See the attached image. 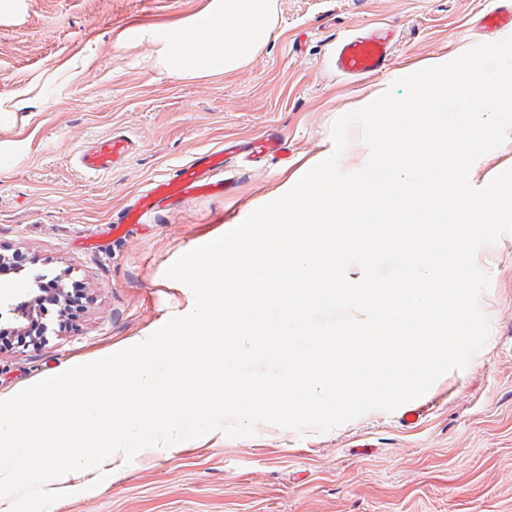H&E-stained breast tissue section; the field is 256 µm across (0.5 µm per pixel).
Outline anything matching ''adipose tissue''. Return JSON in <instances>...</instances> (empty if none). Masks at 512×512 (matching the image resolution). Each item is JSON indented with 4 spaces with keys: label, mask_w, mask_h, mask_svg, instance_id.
<instances>
[{
    "label": "adipose tissue",
    "mask_w": 512,
    "mask_h": 512,
    "mask_svg": "<svg viewBox=\"0 0 512 512\" xmlns=\"http://www.w3.org/2000/svg\"><path fill=\"white\" fill-rule=\"evenodd\" d=\"M276 0H206L173 23L135 25L119 42L149 43L155 64L175 80L227 74L247 65L268 43Z\"/></svg>",
    "instance_id": "obj_1"
}]
</instances>
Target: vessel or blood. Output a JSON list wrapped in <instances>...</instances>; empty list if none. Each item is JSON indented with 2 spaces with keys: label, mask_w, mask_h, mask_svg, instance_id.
<instances>
[{
  "label": "vessel or blood",
  "mask_w": 512,
  "mask_h": 512,
  "mask_svg": "<svg viewBox=\"0 0 512 512\" xmlns=\"http://www.w3.org/2000/svg\"><path fill=\"white\" fill-rule=\"evenodd\" d=\"M389 55L388 38L365 35L341 41L335 49L334 59L344 74L364 76L382 71ZM129 151L130 141L126 136L102 135L90 147L78 152L77 165L85 172L109 171L121 163ZM223 170V151H213L207 155L205 163L187 164L175 176L154 182L151 189L129 207L124 218L131 221L152 214L164 203H180L200 194L223 193L224 182L219 178Z\"/></svg>",
  "instance_id": "1"
}]
</instances>
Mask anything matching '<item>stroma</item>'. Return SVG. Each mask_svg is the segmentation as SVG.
<instances>
[{
	"label": "stroma",
	"instance_id": "1",
	"mask_svg": "<svg viewBox=\"0 0 512 512\" xmlns=\"http://www.w3.org/2000/svg\"><path fill=\"white\" fill-rule=\"evenodd\" d=\"M205 0H8L0 6V254L69 272L85 300L73 328L0 350V400L71 360L155 331L193 293L166 271L193 242L255 208L331 142L340 116L395 73L507 38L482 17L512 0H277L267 45L245 67L173 81L153 48H123L132 24L187 17ZM394 32L389 66L352 77L333 62L344 38ZM135 143L99 176L74 165L93 137ZM285 143L282 157L228 158L224 196L193 198L123 223L158 178L227 142ZM491 285L479 297L485 346L404 410H372L331 430L257 424L161 458L138 453L96 490L50 512H512V233L489 245ZM407 407V408H408Z\"/></svg>",
	"mask_w": 512,
	"mask_h": 512
}]
</instances>
